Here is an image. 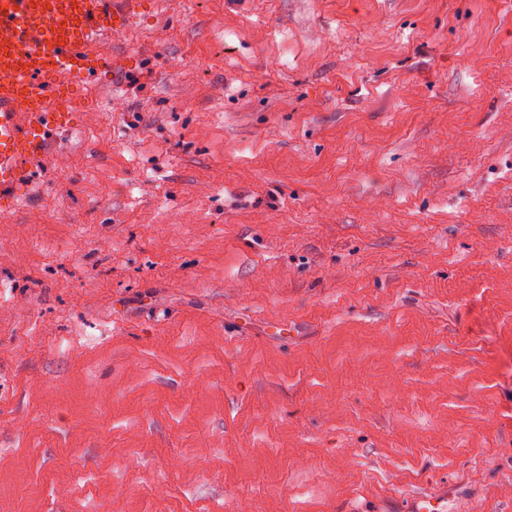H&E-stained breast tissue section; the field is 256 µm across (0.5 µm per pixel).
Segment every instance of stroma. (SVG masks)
Wrapping results in <instances>:
<instances>
[{
  "instance_id": "1",
  "label": "stroma",
  "mask_w": 512,
  "mask_h": 512,
  "mask_svg": "<svg viewBox=\"0 0 512 512\" xmlns=\"http://www.w3.org/2000/svg\"><path fill=\"white\" fill-rule=\"evenodd\" d=\"M0 213V512H512V0H157Z\"/></svg>"
}]
</instances>
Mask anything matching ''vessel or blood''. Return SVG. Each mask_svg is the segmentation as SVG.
Returning <instances> with one entry per match:
<instances>
[{
	"label": "vessel or blood",
	"instance_id": "1",
	"mask_svg": "<svg viewBox=\"0 0 512 512\" xmlns=\"http://www.w3.org/2000/svg\"><path fill=\"white\" fill-rule=\"evenodd\" d=\"M149 0H0V211L39 177L54 139L79 124L71 93L119 69L101 37L134 31Z\"/></svg>",
	"mask_w": 512,
	"mask_h": 512
}]
</instances>
